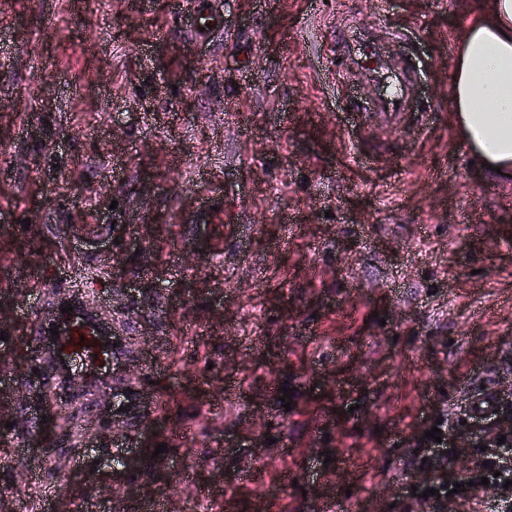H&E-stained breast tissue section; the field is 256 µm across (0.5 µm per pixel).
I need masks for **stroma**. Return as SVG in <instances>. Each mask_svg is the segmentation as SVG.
<instances>
[{
	"label": "stroma",
	"mask_w": 512,
	"mask_h": 512,
	"mask_svg": "<svg viewBox=\"0 0 512 512\" xmlns=\"http://www.w3.org/2000/svg\"><path fill=\"white\" fill-rule=\"evenodd\" d=\"M471 4L0 0V512H419L417 441L512 385V181L449 110ZM340 23L410 63L397 121ZM74 290L160 359L51 411Z\"/></svg>",
	"instance_id": "stroma-1"
}]
</instances>
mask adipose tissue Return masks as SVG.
Listing matches in <instances>:
<instances>
[{
    "label": "adipose tissue",
    "mask_w": 512,
    "mask_h": 512,
    "mask_svg": "<svg viewBox=\"0 0 512 512\" xmlns=\"http://www.w3.org/2000/svg\"><path fill=\"white\" fill-rule=\"evenodd\" d=\"M450 110L482 167L512 178V0H475L456 40Z\"/></svg>",
    "instance_id": "ef3b65f1"
}]
</instances>
